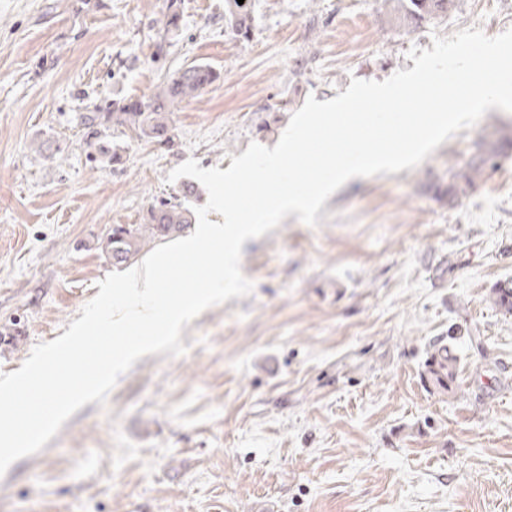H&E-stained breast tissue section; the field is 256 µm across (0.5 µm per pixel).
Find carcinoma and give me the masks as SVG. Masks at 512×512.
Returning a JSON list of instances; mask_svg holds the SVG:
<instances>
[{
	"instance_id": "cac0c4a2",
	"label": "carcinoma",
	"mask_w": 512,
	"mask_h": 512,
	"mask_svg": "<svg viewBox=\"0 0 512 512\" xmlns=\"http://www.w3.org/2000/svg\"><path fill=\"white\" fill-rule=\"evenodd\" d=\"M452 0H387L393 20L399 24H418L436 21L448 13ZM182 19L181 0H167L163 13V29L173 33ZM254 21L251 0H224V22L240 36L248 37ZM221 77V72L209 64L191 63L165 74L156 91L146 100L125 99L106 108H95L82 113L81 126L87 139L94 141L100 154L111 163L120 161V154L110 143L101 139V127L108 123L129 129L140 140L168 145L173 140L172 115L184 101L195 98ZM480 159L453 175L448 184V196L460 189V184L470 185L485 167L493 166L499 156L497 144L483 142L479 145ZM197 188L192 182L182 183L167 198L157 201L150 209L145 224H114L106 237L99 241L100 248L112 264L124 266L132 263L145 250V246L179 236L191 227V210L188 202L195 198ZM492 305L505 314H512V280L499 281L491 287ZM457 353L440 346L427 362V373L434 387L453 391L457 381Z\"/></svg>"
}]
</instances>
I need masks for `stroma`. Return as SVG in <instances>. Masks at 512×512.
I'll return each instance as SVG.
<instances>
[{
  "label": "stroma",
  "instance_id": "obj_1",
  "mask_svg": "<svg viewBox=\"0 0 512 512\" xmlns=\"http://www.w3.org/2000/svg\"><path fill=\"white\" fill-rule=\"evenodd\" d=\"M248 37L224 0H0V372L63 335L113 267L97 247L143 224L188 159L226 168L275 146L308 96L412 69L407 51L467 27L512 28V0H455L443 21H392L384 0H253ZM194 62L221 78L174 111L175 144L102 135L79 116L147 99ZM497 165L449 196L481 139ZM248 243L252 292L185 325L0 476V512H512V112L489 109L419 166L340 187ZM467 333L449 340L450 327ZM454 392L423 380L433 345ZM492 305L505 314H512V280L493 284L489 294Z\"/></svg>",
  "mask_w": 512,
  "mask_h": 512
}]
</instances>
